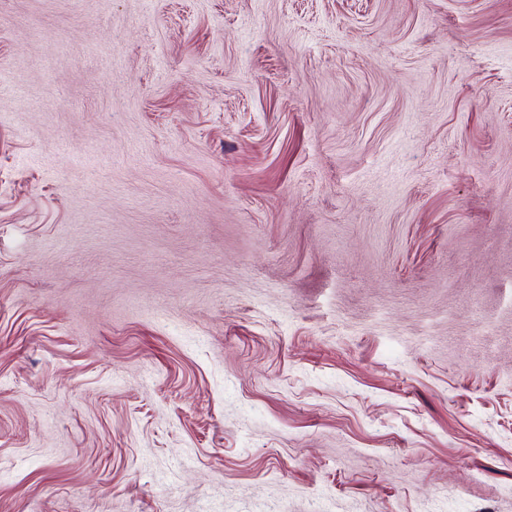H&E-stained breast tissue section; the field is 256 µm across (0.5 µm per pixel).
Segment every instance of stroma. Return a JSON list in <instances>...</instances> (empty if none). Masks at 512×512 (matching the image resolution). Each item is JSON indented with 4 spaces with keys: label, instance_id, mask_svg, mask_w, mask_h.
<instances>
[{
    "label": "stroma",
    "instance_id": "35a3bbf8",
    "mask_svg": "<svg viewBox=\"0 0 512 512\" xmlns=\"http://www.w3.org/2000/svg\"><path fill=\"white\" fill-rule=\"evenodd\" d=\"M0 512H512V0H0Z\"/></svg>",
    "mask_w": 512,
    "mask_h": 512
}]
</instances>
